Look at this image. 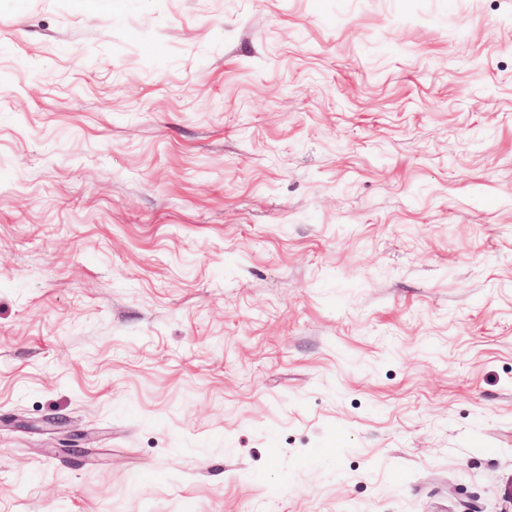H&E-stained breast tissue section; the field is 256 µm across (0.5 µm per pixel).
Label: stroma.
Segmentation results:
<instances>
[{"mask_svg":"<svg viewBox=\"0 0 512 512\" xmlns=\"http://www.w3.org/2000/svg\"><path fill=\"white\" fill-rule=\"evenodd\" d=\"M512 0H0V512H512Z\"/></svg>","mask_w":512,"mask_h":512,"instance_id":"obj_1","label":"stroma"}]
</instances>
